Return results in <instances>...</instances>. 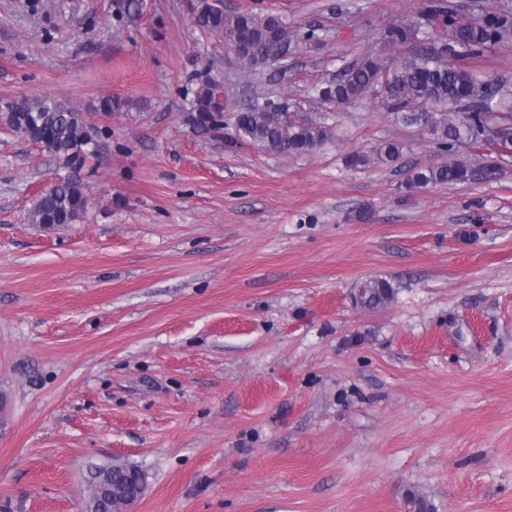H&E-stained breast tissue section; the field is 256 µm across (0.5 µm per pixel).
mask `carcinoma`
Instances as JSON below:
<instances>
[{
    "label": "carcinoma",
    "mask_w": 512,
    "mask_h": 512,
    "mask_svg": "<svg viewBox=\"0 0 512 512\" xmlns=\"http://www.w3.org/2000/svg\"><path fill=\"white\" fill-rule=\"evenodd\" d=\"M425 10L430 13L431 25H417L418 11L377 35L376 42L385 47H412L409 56L395 60L370 48L321 88V98L338 105L374 95L397 122L425 130L442 161L410 170L406 178L410 189L469 181L475 168L470 159L456 156L460 145L501 155L512 152V92L497 78L484 76L467 64L493 46L512 42V0H500L491 10L481 9L473 25L457 24L458 8L453 0H438L425 5ZM188 11L198 26L222 37L226 45L234 46L248 37L239 64L250 73L259 71L258 61L277 55L284 45L320 40L313 29L291 32L281 15L267 9L226 13L210 0H191ZM447 30L453 33L449 48L441 38ZM193 111L211 120L224 113L220 81L200 84ZM0 119L15 135L46 152L60 168L76 174L87 163L100 162L88 145L84 114L63 101L19 97ZM233 128L235 139L281 156L309 152L328 136L325 123L313 117L293 121L275 107L238 112ZM401 157V145L385 141L373 155L354 153L349 162L354 167L373 160L388 165ZM87 205L82 182L62 178L36 198L28 219L32 224H75L83 218ZM358 289L354 300L367 310L394 297L392 285L384 279L366 281ZM134 471L135 467L119 461L95 466L87 480L84 512H123L139 497Z\"/></svg>",
    "instance_id": "carcinoma-1"
}]
</instances>
